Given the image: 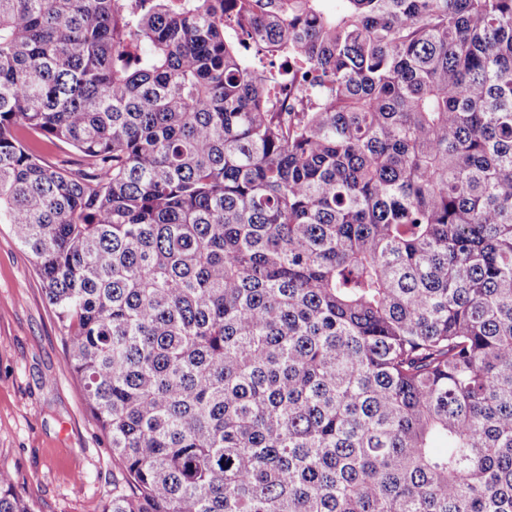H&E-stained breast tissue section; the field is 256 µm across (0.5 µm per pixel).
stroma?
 Instances as JSON below:
<instances>
[{"instance_id":"obj_1","label":"stroma","mask_w":512,"mask_h":512,"mask_svg":"<svg viewBox=\"0 0 512 512\" xmlns=\"http://www.w3.org/2000/svg\"><path fill=\"white\" fill-rule=\"evenodd\" d=\"M0 468L36 512H102L122 476L31 255L0 224Z\"/></svg>"}]
</instances>
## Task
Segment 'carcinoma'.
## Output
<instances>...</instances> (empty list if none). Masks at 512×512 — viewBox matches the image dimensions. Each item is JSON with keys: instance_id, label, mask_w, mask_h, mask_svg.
<instances>
[{"instance_id": "1", "label": "carcinoma", "mask_w": 512, "mask_h": 512, "mask_svg": "<svg viewBox=\"0 0 512 512\" xmlns=\"http://www.w3.org/2000/svg\"><path fill=\"white\" fill-rule=\"evenodd\" d=\"M324 2L0 0L102 512H512V0Z\"/></svg>"}]
</instances>
